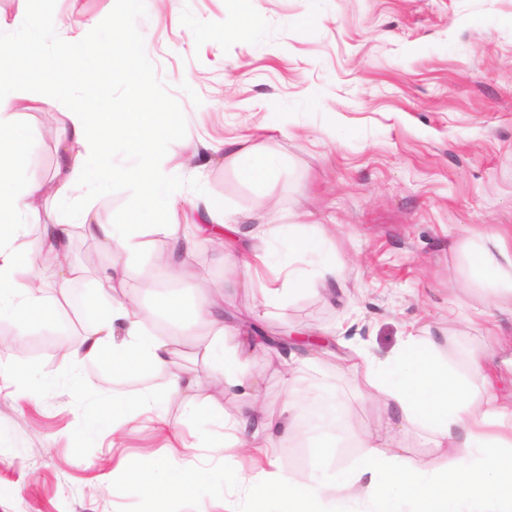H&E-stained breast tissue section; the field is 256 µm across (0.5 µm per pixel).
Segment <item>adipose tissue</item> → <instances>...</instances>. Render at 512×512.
Masks as SVG:
<instances>
[{
	"mask_svg": "<svg viewBox=\"0 0 512 512\" xmlns=\"http://www.w3.org/2000/svg\"><path fill=\"white\" fill-rule=\"evenodd\" d=\"M11 27L27 37L0 50V320L23 327L56 318L58 307H68L85 318L87 328L83 344L68 350L67 358L91 359L106 351L112 358L113 376L161 375L166 393H180L186 384L171 370L173 345L144 327L135 299L118 301L110 295L140 251L143 231L167 239L163 267L174 278L180 277L186 258L199 246L197 236L180 230L177 192L162 169L160 147L178 134V120L150 97L151 77L140 69L122 33L105 30L66 39L46 60L30 52L31 43L39 37L37 17L14 20ZM104 41L111 42L124 61L119 77L132 94L124 112L111 111L93 77L92 66ZM76 85L83 88V102L54 131L60 159L53 179L28 177L18 111L56 104ZM224 147L249 182L265 181L282 164L278 154L251 144L246 137L225 141ZM117 183L130 184L135 190L121 222L103 223L92 205L74 202L78 190L102 191ZM43 200L53 203L54 219L42 224L37 248L53 287L60 290L56 296L42 293L27 253L18 245L27 234L29 216ZM205 212L202 233L210 242L228 248L234 262L247 269L244 287L263 289L267 297L277 300L297 289L318 291L340 275L332 263L261 278L260 268L271 262L269 242H278L298 259L328 244L324 229L316 228L310 236L299 233L294 224L246 229L229 223L222 205L206 204ZM77 228L111 256L94 296L75 288L79 273L66 261ZM464 248L482 271L484 288L512 305V230L472 233ZM225 306L223 297H207L196 315L215 331L208 352L224 369L225 394L248 397L251 406L225 415L224 434L213 442L212 450L219 453L230 444L261 450L268 469L236 488L250 500L254 512H512V401L497 393L499 381L512 376V358L499 357L494 349L470 353L469 371L482 383L477 394L439 359L433 338L407 334L382 361L357 350L344 363L355 371L360 395L381 406L383 420L378 429L359 439L361 455L355 466L340 470L329 481L310 475L295 480L274 464L279 438L304 424L346 425L349 412L336 402L312 411L292 397L279 415L267 413L259 382L248 373L251 359L275 355L292 383L311 359L258 338L249 320L225 321ZM228 334L237 338L234 347L224 344ZM153 407V398L146 394L129 400L117 397L111 406L87 416L86 429L95 433L108 421L117 430L125 416L148 414ZM413 426L427 431L432 446L447 453L445 466L415 467L405 462L400 433ZM132 478L151 495L153 512H169L172 491L188 493L195 488L194 474L175 460L146 465Z\"/></svg>",
	"mask_w": 512,
	"mask_h": 512,
	"instance_id": "1",
	"label": "adipose tissue"
}]
</instances>
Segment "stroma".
<instances>
[{"mask_svg": "<svg viewBox=\"0 0 512 512\" xmlns=\"http://www.w3.org/2000/svg\"><path fill=\"white\" fill-rule=\"evenodd\" d=\"M49 16L38 48L53 56L86 25L130 37L151 95L181 120L162 154L181 163L180 192L198 205L220 201L230 222L331 224L343 267L329 294L297 291L280 302L261 289H237L235 313L260 335L295 339L311 331L328 351L301 373L307 401L327 394L354 414L355 433L376 428L381 413L361 399L342 368L346 344L383 359L407 332L431 336L459 373L470 352L512 347V310L478 287L462 242L467 230L512 226V0H0V20ZM248 36H239L244 17ZM73 99L21 112L29 176L51 179L59 162L47 117L63 121ZM255 134L281 155L283 168L262 183L241 179L221 141ZM124 288L136 294L149 329L169 336L171 318L153 308L169 290L184 316L180 374L190 389L162 397L160 378L112 382L108 359L75 362L61 345H81L85 324L67 330L41 320L25 330L0 322V512H152L130 475L145 461L199 465L193 495H173L170 512H245L225 497L232 478L255 476L257 456L238 448L214 455L224 409L247 398L211 391L222 370L209 357L212 330L194 316L199 298L222 294L241 270L199 245L186 276L172 283L156 263L163 236L144 233ZM24 371L27 384L16 380ZM268 410L288 400V380L269 359H254ZM56 376L42 386L43 376ZM160 393V419H127L120 446L111 430L86 437L81 416L112 402L113 388ZM359 455L352 442L315 432L286 435L276 463L289 475L330 480Z\"/></svg>", "mask_w": 512, "mask_h": 512, "instance_id": "1", "label": "stroma"}]
</instances>
